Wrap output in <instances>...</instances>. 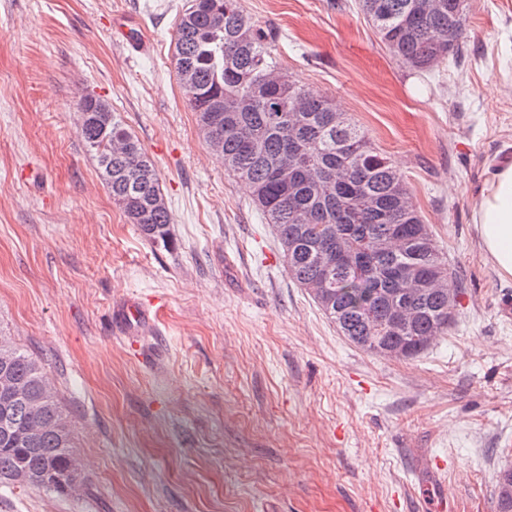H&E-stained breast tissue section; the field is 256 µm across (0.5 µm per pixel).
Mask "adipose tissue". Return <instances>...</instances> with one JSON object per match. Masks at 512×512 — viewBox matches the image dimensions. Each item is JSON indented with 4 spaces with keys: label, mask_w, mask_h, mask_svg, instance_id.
Returning <instances> with one entry per match:
<instances>
[{
    "label": "adipose tissue",
    "mask_w": 512,
    "mask_h": 512,
    "mask_svg": "<svg viewBox=\"0 0 512 512\" xmlns=\"http://www.w3.org/2000/svg\"><path fill=\"white\" fill-rule=\"evenodd\" d=\"M473 220L498 273L512 278V163L490 171L474 205Z\"/></svg>",
    "instance_id": "1"
}]
</instances>
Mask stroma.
Wrapping results in <instances>:
<instances>
[{"mask_svg": "<svg viewBox=\"0 0 512 512\" xmlns=\"http://www.w3.org/2000/svg\"><path fill=\"white\" fill-rule=\"evenodd\" d=\"M283 72L335 98L403 173L462 295L419 357L368 354L288 275L172 61L187 0H0V330L42 364L77 492L0 512H496L512 466V278L473 223L512 161V0H470L466 59L417 72L356 0H239ZM121 13L149 55L110 34ZM91 94L159 175L167 243L129 224L78 130ZM135 299L153 327L122 319ZM445 470L434 477L435 458Z\"/></svg>", "mask_w": 512, "mask_h": 512, "instance_id": "1", "label": "stroma"}]
</instances>
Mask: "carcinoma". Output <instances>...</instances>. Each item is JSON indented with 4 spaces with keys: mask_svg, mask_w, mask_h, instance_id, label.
Masks as SVG:
<instances>
[{
    "mask_svg": "<svg viewBox=\"0 0 512 512\" xmlns=\"http://www.w3.org/2000/svg\"><path fill=\"white\" fill-rule=\"evenodd\" d=\"M359 0L380 41L408 67L430 71L462 54L468 15L457 0ZM177 75L211 152L249 186L272 225L292 279L339 333L370 354L413 359L448 333L461 289L410 197L399 168L336 112L334 100L277 70L271 37L238 0H188L174 37ZM81 135L128 221L152 241L171 216L156 169L120 116L100 98L81 100ZM326 291L314 292V285ZM409 323L389 327L393 307ZM0 483L66 495L70 421L39 363L0 333ZM497 476V512L512 493Z\"/></svg>",
    "mask_w": 512,
    "mask_h": 512,
    "instance_id": "carcinoma-1",
    "label": "carcinoma"
}]
</instances>
